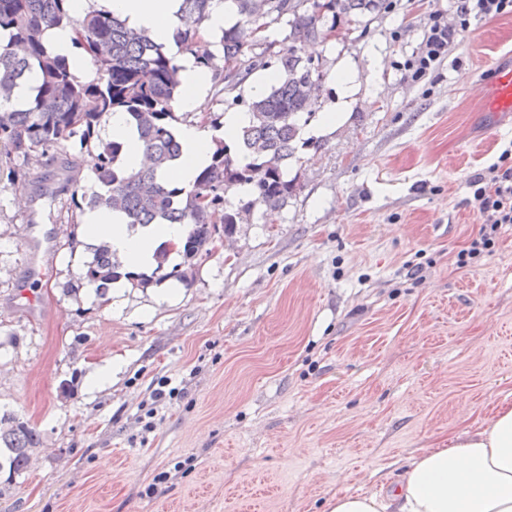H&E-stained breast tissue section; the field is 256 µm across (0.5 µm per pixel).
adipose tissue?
Masks as SVG:
<instances>
[{
	"label": "adipose tissue",
	"mask_w": 512,
	"mask_h": 512,
	"mask_svg": "<svg viewBox=\"0 0 512 512\" xmlns=\"http://www.w3.org/2000/svg\"><path fill=\"white\" fill-rule=\"evenodd\" d=\"M111 12L128 26L147 31L177 56L181 93L179 111L202 113L212 84L210 69L194 55L179 53L173 33L180 25L181 0H71L74 15L89 7ZM249 112L225 113L222 129L212 131L196 123L179 125L175 136L181 147L177 159L163 172L173 187L191 189L196 176L212 158L217 141L236 140L247 126ZM107 135L122 146L129 168H139L144 147L126 113L107 118ZM186 234L181 224H147L129 227L122 213L95 208L86 210L80 225L83 243L108 246L122 263L123 272L150 271L163 244L180 243ZM329 512H512V406L501 407L488 425L447 445L422 449L401 472L398 480L370 495L343 494L328 502Z\"/></svg>",
	"instance_id": "ef3b65f1"
}]
</instances>
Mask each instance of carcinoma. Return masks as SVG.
I'll return each instance as SVG.
<instances>
[{
    "instance_id": "1",
    "label": "carcinoma",
    "mask_w": 512,
    "mask_h": 512,
    "mask_svg": "<svg viewBox=\"0 0 512 512\" xmlns=\"http://www.w3.org/2000/svg\"><path fill=\"white\" fill-rule=\"evenodd\" d=\"M239 19L224 29V58L243 59V67L226 73L210 53L199 52L201 27L209 16L211 0H181V27L175 35L179 49L196 56L214 71V91L233 95L232 104L247 108L250 124L238 136L237 152L220 142L212 162L196 177L191 190L169 186L162 177L165 165L179 157L174 135L178 121L172 102L179 85L175 57L149 36L126 26L104 10H91L80 20L71 16L70 0H0V161L23 160L41 164L59 145L79 140L91 143L101 122L111 112H126L147 151V163L127 169L122 146L100 141L96 180L101 191L78 195V181L39 186L38 196H67L73 206L87 200L91 207H108L125 214L126 223L185 224L189 227L183 252L196 255L211 237V225H224L233 234L245 216L264 207L283 208L294 191L288 178V160L298 147L320 144L301 138V115L307 111L309 90L324 78L321 64L301 54L311 40L326 39L342 20L364 17L380 10L383 0H232ZM287 18L288 46L269 53L255 51V31ZM69 25L75 45L96 68L97 81L84 83L68 60L53 54L43 40L44 30ZM275 68L277 81L262 96L244 98L234 91L257 69ZM38 72L40 81L23 108L12 104L14 89ZM248 185L251 198L235 209L225 206L224 195ZM121 264L105 248L86 264L83 280L105 294L122 277ZM39 436L23 422L0 429V445L9 452L10 470L22 474L30 449Z\"/></svg>"
}]
</instances>
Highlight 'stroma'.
Listing matches in <instances>:
<instances>
[{"mask_svg": "<svg viewBox=\"0 0 512 512\" xmlns=\"http://www.w3.org/2000/svg\"><path fill=\"white\" fill-rule=\"evenodd\" d=\"M459 5L384 0L344 23L315 54L320 94L335 108L340 71L354 93L337 127L303 123L320 148L290 160L287 205L229 237L215 225L121 297L79 283L82 210L35 196L70 157L93 191L87 149L0 162V416L40 437L25 473L0 470V512H326L512 406V228L454 264L480 224L468 182L512 147V119L491 131L475 110L485 61L512 54V14L471 19L424 80L407 69L429 15L455 25ZM164 380L174 393L150 415Z\"/></svg>", "mask_w": 512, "mask_h": 512, "instance_id": "35a3bbf8", "label": "stroma"}]
</instances>
